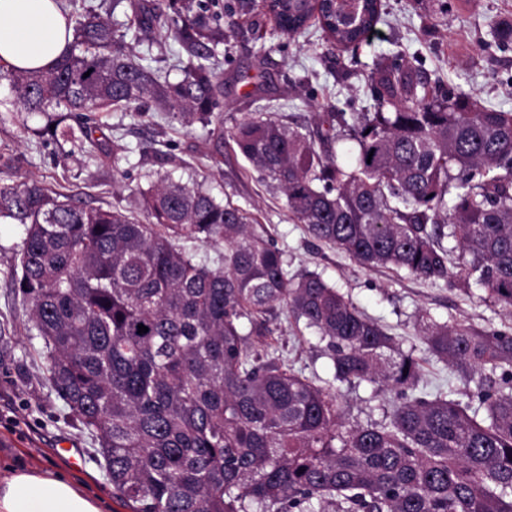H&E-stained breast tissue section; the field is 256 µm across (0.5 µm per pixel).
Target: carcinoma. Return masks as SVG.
Instances as JSON below:
<instances>
[{"label":"carcinoma","instance_id":"carcinoma-1","mask_svg":"<svg viewBox=\"0 0 512 512\" xmlns=\"http://www.w3.org/2000/svg\"><path fill=\"white\" fill-rule=\"evenodd\" d=\"M135 30L97 15L46 70L0 64L44 133L90 141L68 117L126 108L208 126L224 111L210 59L224 42L202 0H129ZM283 35L311 19L342 48L374 31L381 0H236ZM173 38L192 61L177 82L135 62L126 38ZM512 45V20L492 29ZM375 112H337L303 133L244 119L234 150L276 183L289 218L367 268L478 285L512 309V112L429 87L380 61ZM356 144L345 167L333 144ZM140 223L62 201L36 183L0 189L24 226L15 273L56 393L99 446L112 494L133 512H512V333L424 324L426 350L475 383L478 405L418 390L420 363L317 272L288 275L243 209L198 186L140 193ZM224 248L216 266L189 244ZM327 341L334 379L394 393L384 424L343 426L339 393L272 351L277 311ZM148 328L138 333V325Z\"/></svg>","mask_w":512,"mask_h":512}]
</instances>
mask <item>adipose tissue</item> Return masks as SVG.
Here are the masks:
<instances>
[{"mask_svg": "<svg viewBox=\"0 0 512 512\" xmlns=\"http://www.w3.org/2000/svg\"><path fill=\"white\" fill-rule=\"evenodd\" d=\"M60 0H0V60L17 70L54 65L72 42ZM0 512H102L99 501L50 470L0 481Z\"/></svg>", "mask_w": 512, "mask_h": 512, "instance_id": "obj_1", "label": "adipose tissue"}]
</instances>
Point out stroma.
<instances>
[{"label":"stroma","instance_id":"1","mask_svg":"<svg viewBox=\"0 0 512 512\" xmlns=\"http://www.w3.org/2000/svg\"><path fill=\"white\" fill-rule=\"evenodd\" d=\"M512 18V0H382L376 34L343 49L311 21L301 34L278 33L272 20L252 29L248 17L224 14V42L214 57L224 74L225 128L258 112L291 126L315 128L326 112L374 109L368 74L383 59L403 58L430 85L460 88L486 109L512 112V47L492 43L496 21ZM141 64L183 76L190 56L174 40L132 50ZM47 118L21 110L8 81L0 80V189L36 182L82 204L137 211L142 190L167 177L201 186L218 201L243 208L263 225L292 275L320 273L367 316L395 336L421 365V384L470 401L475 389L461 373L427 352L420 317L465 323L480 330L512 328V315L485 301L478 287L456 280L431 282L392 268L365 269L336 248L314 240L293 223L284 199L232 146L215 151L207 127L184 126L166 112H96L92 140L76 145L35 137ZM121 153H113V145ZM167 162H160V155ZM21 225L0 220V479L19 467H54L104 503V512H130L112 494L94 441L78 427L64 402L45 384L46 361L31 337L26 306L14 281L22 248ZM274 346L295 369L331 381L326 344L304 324L271 321ZM346 424L383 419L388 393L368 384L338 385ZM72 449L70 464L63 449Z\"/></svg>","mask_w":512,"mask_h":512}]
</instances>
